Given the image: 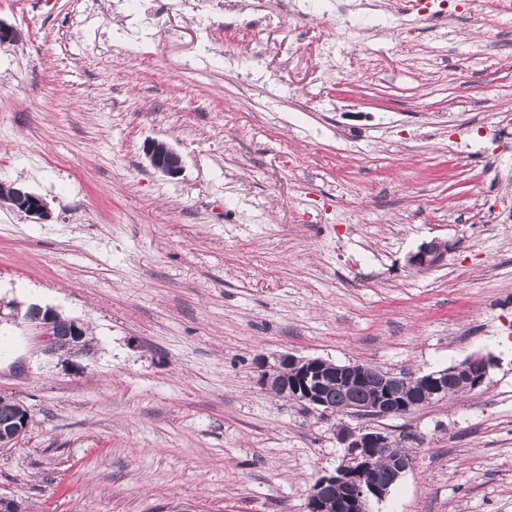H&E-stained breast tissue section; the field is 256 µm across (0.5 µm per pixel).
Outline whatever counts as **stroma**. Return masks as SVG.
<instances>
[{
  "mask_svg": "<svg viewBox=\"0 0 512 512\" xmlns=\"http://www.w3.org/2000/svg\"><path fill=\"white\" fill-rule=\"evenodd\" d=\"M457 2L0 0L21 35L0 45V183L51 211L0 203V286L92 341L44 353L0 301V395L30 415L0 495L306 512L360 420L266 389L265 358L419 376L479 354L481 388L376 420L414 464L373 512H512V0ZM435 237L446 264L410 269ZM160 143L164 142L152 140L146 146L145 153L151 166L166 176H178L183 169L181 155L168 145H166L164 152H160L157 148ZM18 186H8L6 188L0 185V201H4L11 206L13 210L23 213L19 201L23 203L24 211L28 212V217H32L38 222L45 221L49 217V211L44 202L36 195L26 192L24 189L17 191V199L15 190Z\"/></svg>",
  "mask_w": 512,
  "mask_h": 512,
  "instance_id": "1",
  "label": "stroma"
}]
</instances>
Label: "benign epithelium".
<instances>
[{
	"instance_id": "benign-epithelium-1",
	"label": "benign epithelium",
	"mask_w": 512,
	"mask_h": 512,
	"mask_svg": "<svg viewBox=\"0 0 512 512\" xmlns=\"http://www.w3.org/2000/svg\"><path fill=\"white\" fill-rule=\"evenodd\" d=\"M160 141L152 140L146 146V156L151 166L169 177L178 176L183 169L181 155L167 146L158 150ZM17 197L23 203L28 216L41 222L49 217L44 202L36 195L20 189ZM453 244L442 238H433L423 243L408 257V265L419 272H429L447 261ZM27 322L36 334L44 352L54 353L60 341L67 340L71 354L83 355V325L77 319H64L51 308L35 306L27 316ZM491 360L487 356L475 355L446 370L423 374L411 383L410 393L397 391L398 385L407 380L395 373H387L375 386L373 398L367 401L351 400L345 412L356 416L387 418L409 413L421 404V396L434 399L448 393V385L466 382L480 387L488 374ZM262 383L271 391L291 401L329 411L324 387L328 382L336 383L355 392L366 379L365 368L355 362L337 364L322 358L297 357L281 354L274 364L263 363ZM29 413L25 407L14 419L13 425L0 428V447H10L28 428ZM337 439L346 448L341 464L332 472L318 477L312 484L307 498V512H371L373 502L384 501L391 488L412 467L413 459L396 454V440L391 435L376 429L342 426L337 430ZM383 450L386 464L375 462L377 450Z\"/></svg>"
}]
</instances>
